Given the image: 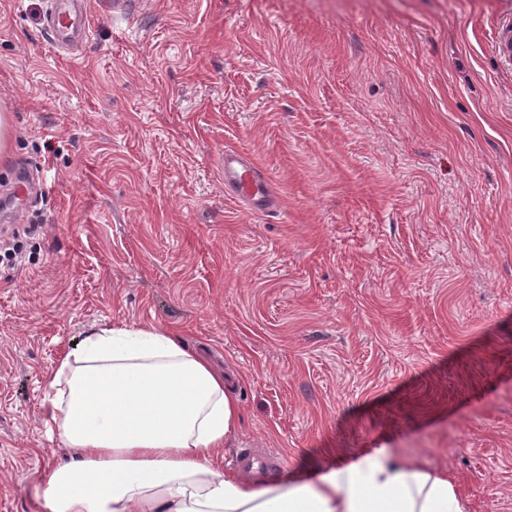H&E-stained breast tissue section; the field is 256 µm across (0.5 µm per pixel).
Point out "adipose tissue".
Masks as SVG:
<instances>
[{
	"mask_svg": "<svg viewBox=\"0 0 512 512\" xmlns=\"http://www.w3.org/2000/svg\"><path fill=\"white\" fill-rule=\"evenodd\" d=\"M46 415L73 453L43 512H466L452 478L386 449L313 479L248 481L218 452L241 421L224 376L173 331L106 324L58 359Z\"/></svg>",
	"mask_w": 512,
	"mask_h": 512,
	"instance_id": "1",
	"label": "adipose tissue"
}]
</instances>
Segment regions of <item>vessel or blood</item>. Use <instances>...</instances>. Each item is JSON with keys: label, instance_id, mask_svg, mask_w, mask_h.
Wrapping results in <instances>:
<instances>
[{"label": "vessel or blood", "instance_id": "obj_1", "mask_svg": "<svg viewBox=\"0 0 512 512\" xmlns=\"http://www.w3.org/2000/svg\"><path fill=\"white\" fill-rule=\"evenodd\" d=\"M69 0H52L47 30L55 44H72L75 38L87 37L86 23L76 21L68 9ZM224 189L243 201L258 214L281 210L278 198L259 166L249 156L233 149L224 152Z\"/></svg>", "mask_w": 512, "mask_h": 512}]
</instances>
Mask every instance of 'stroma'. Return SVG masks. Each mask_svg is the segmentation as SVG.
Masks as SVG:
<instances>
[{"mask_svg": "<svg viewBox=\"0 0 512 512\" xmlns=\"http://www.w3.org/2000/svg\"><path fill=\"white\" fill-rule=\"evenodd\" d=\"M86 2L70 55L47 0H0V192L48 184L0 221V512L71 453L55 361L123 322L225 373V457L388 448L512 512V0ZM228 148L281 213L226 196Z\"/></svg>", "mask_w": 512, "mask_h": 512, "instance_id": "1", "label": "stroma"}]
</instances>
